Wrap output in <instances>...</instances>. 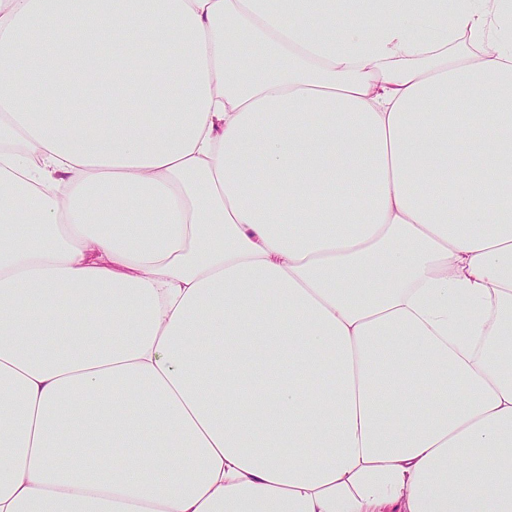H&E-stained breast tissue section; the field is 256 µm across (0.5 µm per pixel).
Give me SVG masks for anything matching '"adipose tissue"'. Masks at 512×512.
Segmentation results:
<instances>
[{
	"instance_id": "ef3b65f1",
	"label": "adipose tissue",
	"mask_w": 512,
	"mask_h": 512,
	"mask_svg": "<svg viewBox=\"0 0 512 512\" xmlns=\"http://www.w3.org/2000/svg\"><path fill=\"white\" fill-rule=\"evenodd\" d=\"M0 512H512V0H0Z\"/></svg>"
}]
</instances>
